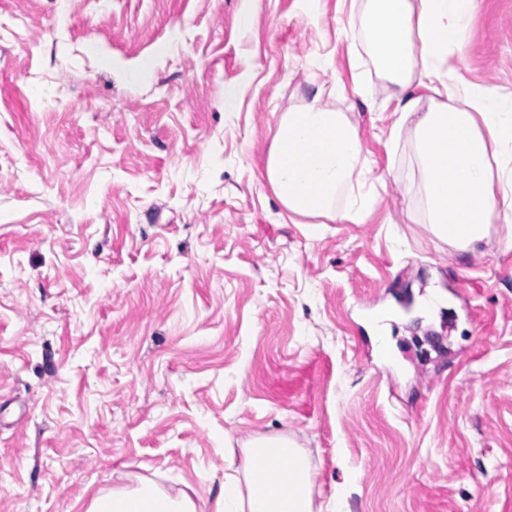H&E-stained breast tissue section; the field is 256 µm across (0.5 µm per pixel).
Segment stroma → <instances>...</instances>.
Listing matches in <instances>:
<instances>
[{
	"label": "stroma",
	"instance_id": "obj_1",
	"mask_svg": "<svg viewBox=\"0 0 512 512\" xmlns=\"http://www.w3.org/2000/svg\"><path fill=\"white\" fill-rule=\"evenodd\" d=\"M361 9L0 0V512L139 478L211 506L263 436L330 512H512V225L428 230L390 89L352 92ZM450 64L512 94V0H479ZM315 96L381 186L363 223L266 179Z\"/></svg>",
	"mask_w": 512,
	"mask_h": 512
}]
</instances>
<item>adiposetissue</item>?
<instances>
[{"label":"adipose tissue","instance_id":"ef3b65f1","mask_svg":"<svg viewBox=\"0 0 512 512\" xmlns=\"http://www.w3.org/2000/svg\"><path fill=\"white\" fill-rule=\"evenodd\" d=\"M371 58L412 122L426 222L439 240L463 250L486 241L492 220L512 223V99L451 74V53L469 36L478 0H364ZM436 100L414 114L413 92ZM363 143L345 113L310 101L278 121L266 178L283 206L302 216L360 222L377 195L354 190L365 176ZM344 209H335L338 196ZM240 479L225 483L217 512H313L314 473L283 437L255 439ZM86 512H204L185 493L154 482L92 496Z\"/></svg>","mask_w":512,"mask_h":512}]
</instances>
